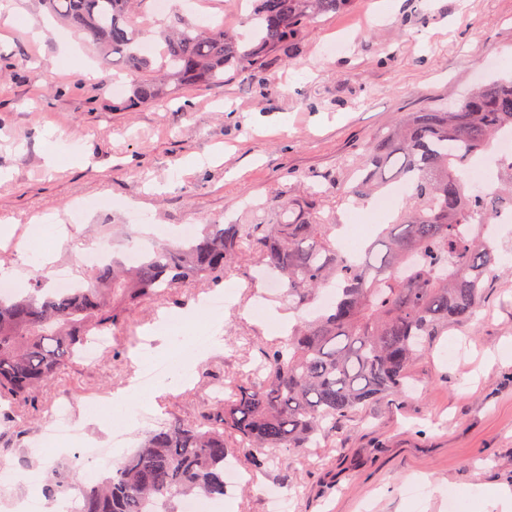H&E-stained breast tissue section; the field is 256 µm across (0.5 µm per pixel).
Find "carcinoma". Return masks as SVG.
<instances>
[{
	"label": "carcinoma",
	"instance_id": "carcinoma-1",
	"mask_svg": "<svg viewBox=\"0 0 512 512\" xmlns=\"http://www.w3.org/2000/svg\"><path fill=\"white\" fill-rule=\"evenodd\" d=\"M144 0H39L114 56L118 69L141 74L130 101L154 103L185 86L224 81L267 54L296 50L302 26L350 0H251L249 38L220 24L182 16L157 32L160 61L140 48L131 21ZM512 135V79L475 88L454 109L427 108L401 119L363 146L358 177L339 199L365 204L396 184L407 193L361 256L336 245V217L318 198L275 196L254 208L251 224H208L191 243L156 244L129 267L118 257L91 267L67 294L41 286L0 297V402L32 403L77 357L88 334L119 320L126 303L168 294L189 280L220 282L247 252L284 283L299 312L288 338L270 344L247 381L233 378L224 400L194 419L151 431L112 472L80 494L77 512H177L187 496L224 498L230 449L296 454L336 419L390 393L403 392L414 360L431 350L450 322L472 321L495 271L498 247L489 225L512 203V162L498 168L501 196L470 194L459 170ZM336 285L326 308L310 312L319 291ZM69 487L58 472L43 486L49 500Z\"/></svg>",
	"mask_w": 512,
	"mask_h": 512
}]
</instances>
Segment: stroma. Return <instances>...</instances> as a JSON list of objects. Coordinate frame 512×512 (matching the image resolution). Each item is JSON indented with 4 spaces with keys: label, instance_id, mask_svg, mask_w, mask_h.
I'll return each mask as SVG.
<instances>
[{
    "label": "stroma",
    "instance_id": "stroma-1",
    "mask_svg": "<svg viewBox=\"0 0 512 512\" xmlns=\"http://www.w3.org/2000/svg\"><path fill=\"white\" fill-rule=\"evenodd\" d=\"M6 2L16 26L0 39V222L16 232L0 244V265L48 289L54 283L50 275L35 276L33 257L55 254L57 266L81 279L88 251L108 239L125 255L142 244L145 225L165 241L173 227L249 223L250 205L276 195H318L335 205L341 163L366 139L402 113L459 104L478 78L512 75V0H393L380 23L382 0H351L306 24L292 55L275 51L262 65L229 72L223 85L183 88L129 107L135 76L113 92L99 49L86 39L82 48L97 70L87 78L60 57L54 39L29 40L27 24L52 21L37 0ZM170 11L240 34L249 28L245 0H179ZM487 56L497 67H480ZM49 82L55 90L48 94ZM49 133L75 146L53 166L45 160ZM335 207L340 221L350 214L364 224L380 221L353 204ZM43 215L52 221L41 239L22 248L31 220ZM62 233L71 241L63 249ZM255 275L244 256L220 284L193 280L169 297L127 304L97 362L75 360L37 393L5 468L47 476L63 467L75 485L98 478L99 468L74 449L31 451L61 397L83 422L86 442L106 446L108 431L117 429L130 431L139 445L148 426L115 415L110 400L134 376L127 348L153 352L158 341L146 330L159 312L180 315L218 292L229 304L220 347L187 386L158 402L149 392L135 398L160 406L159 423L195 417L210 402L211 383L247 374L278 338L260 319ZM509 341L512 266H502L489 279L478 320L449 324L414 363L407 393L337 420L301 454L278 456L263 468L229 454L245 480L213 501L215 512H271L269 488L281 494V512H448L452 491L462 512H480L479 498L512 486V360L499 356ZM92 398L98 407L91 420L85 403Z\"/></svg>",
    "mask_w": 512,
    "mask_h": 512
}]
</instances>
